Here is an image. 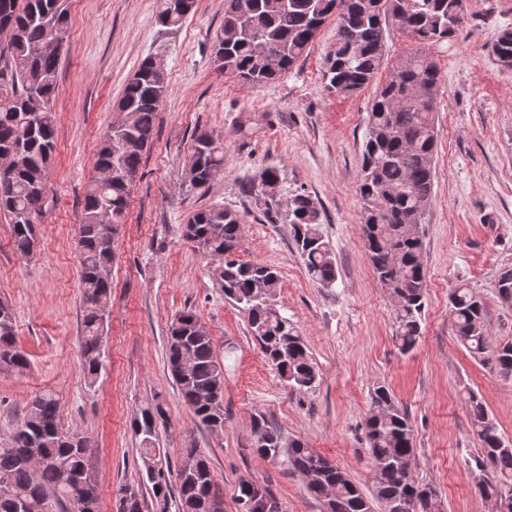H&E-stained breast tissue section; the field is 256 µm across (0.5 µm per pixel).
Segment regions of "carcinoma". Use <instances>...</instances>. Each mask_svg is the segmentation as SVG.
<instances>
[{"instance_id":"1","label":"carcinoma","mask_w":512,"mask_h":512,"mask_svg":"<svg viewBox=\"0 0 512 512\" xmlns=\"http://www.w3.org/2000/svg\"><path fill=\"white\" fill-rule=\"evenodd\" d=\"M181 2L177 8L172 0H164L163 26L181 25L195 8L196 0ZM332 17L336 33L322 79L329 91L341 96L360 92L376 78L387 19L418 44L395 62L376 88L357 188L363 245L379 283L399 300L394 306L395 342L399 352L407 354L422 336L427 280L423 236L414 225L431 202L437 148L435 94L440 71L428 49L457 35L465 22V0H224L222 29L234 31V37L216 41L215 61L222 73L242 83H274L303 57ZM68 32V0H0V154L12 161L8 174H0V215L8 217L13 246L22 255L32 253L38 243L55 151L56 113L51 106L38 108L37 102L51 103L58 94V43ZM493 53L512 61L511 29L498 35ZM167 88V74L154 58H144L117 103L123 114L119 135L110 130L104 134L94 175L85 189L77 249L83 290L81 348L92 382L103 366L102 344L112 309V285L101 272L112 267L131 188ZM210 137L202 132L191 144L195 174L189 181L194 186H206L211 172L224 166V151L210 147ZM285 219L309 278L321 288L334 287V253L314 200L304 193L289 198ZM243 232L238 214L207 209L185 225L184 237L217 261L214 274L224 297L247 313L252 336L281 378L293 390L308 391L317 381V371L303 337L269 303L268 294L279 283L278 272L237 258L235 249ZM259 279L268 285L265 295L256 287ZM495 289L499 301L512 306L511 267L500 270ZM448 305L458 342L500 375L511 377L512 342L499 343L490 336L485 303L475 289L456 286L448 294ZM203 325L192 310L175 315L167 328L166 359L184 402L208 429L212 420H224V364L215 354L211 336L201 334ZM27 366L26 355L16 346L14 311L1 300L0 371L21 372ZM468 405L480 445L471 466L476 486L481 497L498 495L503 512H512V443L501 437L473 392ZM165 419V408L156 403L142 409L131 423L160 512H166L172 500L178 512H206L207 503L224 502L210 460L201 449H184L183 459L204 461L202 469L187 475L180 468L171 473L155 446L156 429ZM253 432L259 458L284 463L299 475L325 460L303 441L286 437L263 412L255 415ZM364 432L374 467L375 498L383 504L400 502L402 512H441L435 487L407 478L414 429L407 411L384 385L374 389ZM77 438L79 446L65 437L53 395L36 396L11 439L0 444V512H18L25 503H43L47 512H65L64 505L72 503L67 476L84 482L87 500L97 504L87 464L88 439L80 434ZM320 481L306 489L318 501L325 488L336 489L331 512H373L372 502L336 464L329 463ZM259 490L263 495L258 512H283L280 499L265 483L241 481L236 501Z\"/></svg>"}]
</instances>
